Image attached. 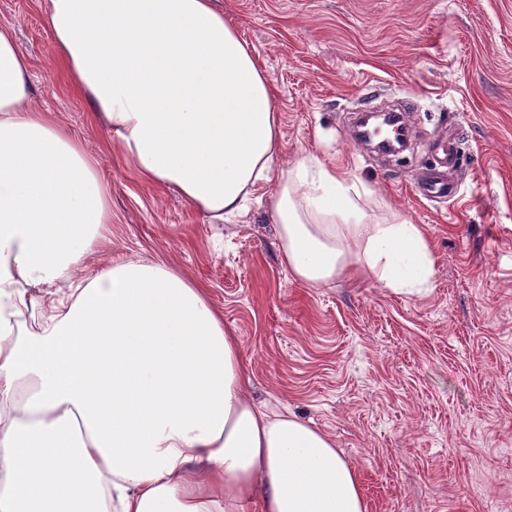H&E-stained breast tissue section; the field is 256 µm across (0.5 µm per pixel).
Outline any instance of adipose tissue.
Wrapping results in <instances>:
<instances>
[{"instance_id": "adipose-tissue-1", "label": "adipose tissue", "mask_w": 512, "mask_h": 512, "mask_svg": "<svg viewBox=\"0 0 512 512\" xmlns=\"http://www.w3.org/2000/svg\"><path fill=\"white\" fill-rule=\"evenodd\" d=\"M55 47L147 183L223 223L280 154L272 83L214 0H45ZM0 26V512H367L325 433L245 394L236 336L200 288L146 257L53 297L110 230L95 159L31 104ZM279 259L320 288L358 265L428 287L421 225L341 169L278 171Z\"/></svg>"}]
</instances>
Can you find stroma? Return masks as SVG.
<instances>
[{"label": "stroma", "mask_w": 512, "mask_h": 512, "mask_svg": "<svg viewBox=\"0 0 512 512\" xmlns=\"http://www.w3.org/2000/svg\"><path fill=\"white\" fill-rule=\"evenodd\" d=\"M275 89L279 169L339 166L423 225L431 288L368 275L309 288L278 257L268 201L211 224L110 149L52 42L44 0H0L31 64L33 104L84 141L112 191V241L82 276L146 256L206 288L237 336L253 402L328 434L368 512H512V0H216ZM412 99L409 146L383 157L350 134L364 89ZM465 140L458 200L418 199L448 124Z\"/></svg>", "instance_id": "35a3bbf8"}]
</instances>
